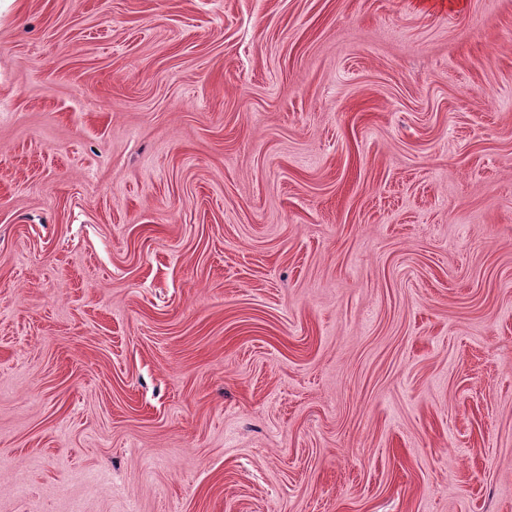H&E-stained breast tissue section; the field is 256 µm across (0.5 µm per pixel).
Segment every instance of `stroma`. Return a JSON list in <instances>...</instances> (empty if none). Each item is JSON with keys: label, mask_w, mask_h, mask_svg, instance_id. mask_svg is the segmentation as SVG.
Instances as JSON below:
<instances>
[{"label": "stroma", "mask_w": 512, "mask_h": 512, "mask_svg": "<svg viewBox=\"0 0 512 512\" xmlns=\"http://www.w3.org/2000/svg\"><path fill=\"white\" fill-rule=\"evenodd\" d=\"M0 512H512V0H0Z\"/></svg>", "instance_id": "obj_1"}]
</instances>
